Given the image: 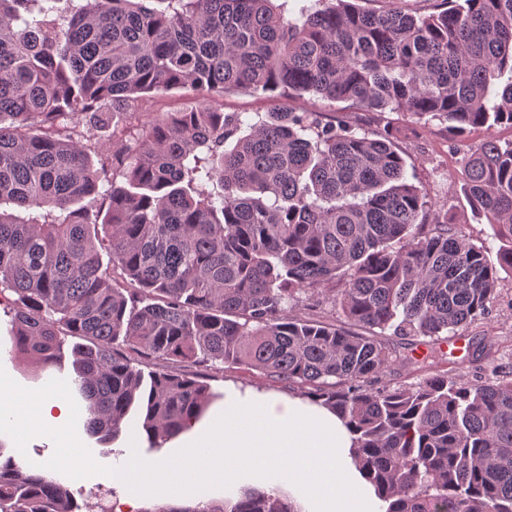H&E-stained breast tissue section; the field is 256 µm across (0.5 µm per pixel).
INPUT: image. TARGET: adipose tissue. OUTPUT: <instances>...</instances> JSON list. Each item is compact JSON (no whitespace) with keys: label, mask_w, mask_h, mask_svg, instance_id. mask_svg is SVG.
I'll list each match as a JSON object with an SVG mask.
<instances>
[{"label":"adipose tissue","mask_w":512,"mask_h":512,"mask_svg":"<svg viewBox=\"0 0 512 512\" xmlns=\"http://www.w3.org/2000/svg\"><path fill=\"white\" fill-rule=\"evenodd\" d=\"M77 414L61 393H33L17 404L12 430L22 445L39 435L44 424H53L59 448L71 457V473L79 477L93 469L94 459L74 437ZM352 446V433L327 408L248 388L227 392L223 414L195 430L181 470L161 460L145 465L131 454L120 474L130 483L132 502L144 483L158 494L182 493L204 465L212 483L228 488L244 480L291 488L307 512H378L373 490L350 465Z\"/></svg>","instance_id":"adipose-tissue-1"}]
</instances>
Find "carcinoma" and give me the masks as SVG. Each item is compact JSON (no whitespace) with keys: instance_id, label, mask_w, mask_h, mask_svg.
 I'll use <instances>...</instances> for the list:
<instances>
[{"instance_id":"carcinoma-1","label":"carcinoma","mask_w":512,"mask_h":512,"mask_svg":"<svg viewBox=\"0 0 512 512\" xmlns=\"http://www.w3.org/2000/svg\"><path fill=\"white\" fill-rule=\"evenodd\" d=\"M54 2L0 0V303L15 295V351L48 366L64 337L82 340L85 424L103 441L138 403L161 447L208 407L204 371L245 365L300 384L350 426L385 512H512V371L473 385L449 370L415 387L380 381L392 352L374 331L444 343L488 313L498 280L407 178L392 132L359 135L314 112L247 125L202 105L141 124L97 167L60 128L82 122L90 140L132 99L185 86L432 115L461 138L512 125V0H441L426 16L325 0L294 19L272 0H85L68 14ZM455 150L462 191L493 217L512 270V140ZM102 182L99 221L75 204ZM309 292L371 335L284 315ZM153 362L181 369L146 384ZM96 508L0 449V512ZM158 512L300 510L247 488Z\"/></svg>"}]
</instances>
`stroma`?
Returning a JSON list of instances; mask_svg holds the SVG:
<instances>
[{
  "label": "stroma",
  "mask_w": 512,
  "mask_h": 512,
  "mask_svg": "<svg viewBox=\"0 0 512 512\" xmlns=\"http://www.w3.org/2000/svg\"><path fill=\"white\" fill-rule=\"evenodd\" d=\"M224 112L241 113L246 123L255 124L265 120L268 112L279 109L283 112H316L322 119L339 117L352 125L357 132L375 133L390 126L397 132V144L405 160L409 180L423 184L432 203L448 210V230L478 247H485L489 258H496L501 245L491 218L474 213L462 192V156L452 146V135L446 123L429 115L421 117L400 112H364L351 102H340L315 98L309 95L297 97L283 91L276 93L254 92L246 89H231L221 94L202 96L190 88L174 89L146 98H138L131 104L142 121L162 118L170 112H184L201 102ZM8 305L0 306V374L7 375L15 387L14 399L0 405V413L11 415L16 402L33 391L46 389L47 385L71 386L74 378L72 350L75 338H66L61 359L55 366L42 367L31 357L22 358L14 352L9 332L10 315ZM459 337L467 343L463 353H450L446 344H434L419 338V351L426 354V362L416 365L403 364L401 358L406 351L403 340L386 336L385 341L395 356L391 366L383 372L381 380L393 386L415 385L422 382L433 370H455L458 378L467 384H479L492 376L493 370L512 369V271L498 272L497 291L488 305L485 318L464 326ZM206 383L213 396L209 407L216 413L224 408V393L248 387L265 389L285 397L301 398L304 388L296 383L275 381L260 371L241 365H218L208 371ZM137 413H130L117 440L99 442L90 436L83 424H76L75 432L83 447L95 456L92 471L82 478L72 477L69 463L57 448L51 434H43L18 445L10 428L0 429V451L14 456L26 470L51 469L54 476L66 486L76 500L98 495L112 502L116 512H125L127 497L125 484L116 479L115 473L125 458L128 449H135L144 462L164 458L170 467L182 464V451L178 448H150L147 440L132 443L133 434L139 433ZM224 491L212 487L206 467H199L196 488L193 492L168 499L154 493H145L135 512H154L155 508L175 502L179 506H193L199 502L223 498Z\"/></svg>",
  "instance_id": "stroma-1"
}]
</instances>
